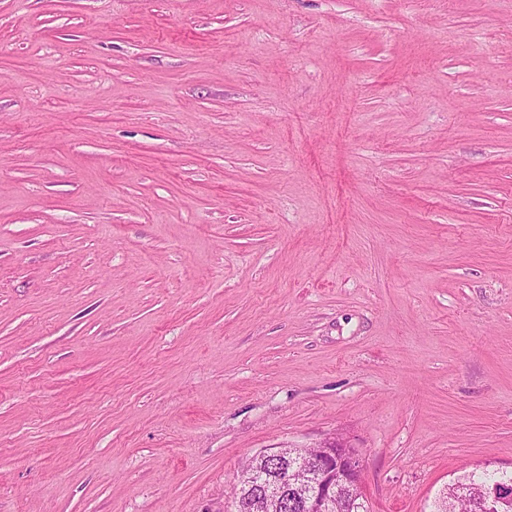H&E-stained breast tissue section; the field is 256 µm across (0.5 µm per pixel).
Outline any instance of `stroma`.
Returning a JSON list of instances; mask_svg holds the SVG:
<instances>
[{
    "mask_svg": "<svg viewBox=\"0 0 512 512\" xmlns=\"http://www.w3.org/2000/svg\"><path fill=\"white\" fill-rule=\"evenodd\" d=\"M334 436L512 472V0H0V512Z\"/></svg>",
    "mask_w": 512,
    "mask_h": 512,
    "instance_id": "1",
    "label": "stroma"
}]
</instances>
